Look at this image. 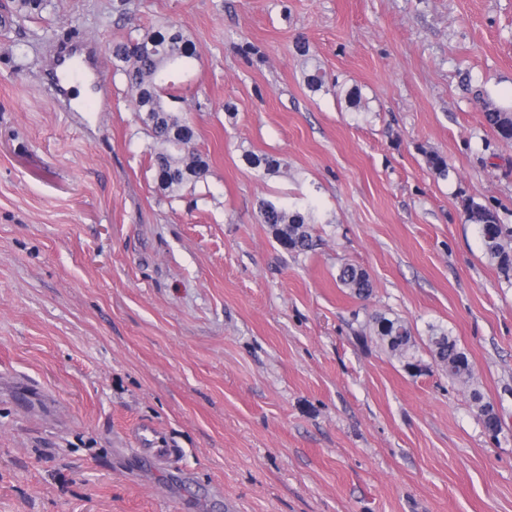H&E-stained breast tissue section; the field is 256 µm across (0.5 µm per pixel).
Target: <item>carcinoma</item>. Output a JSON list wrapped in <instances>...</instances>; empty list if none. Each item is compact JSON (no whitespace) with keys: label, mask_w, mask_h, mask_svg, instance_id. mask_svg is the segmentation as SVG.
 <instances>
[{"label":"carcinoma","mask_w":512,"mask_h":512,"mask_svg":"<svg viewBox=\"0 0 512 512\" xmlns=\"http://www.w3.org/2000/svg\"><path fill=\"white\" fill-rule=\"evenodd\" d=\"M50 6V0H14V12L21 19L33 18ZM197 57L196 48L183 29L173 22L146 31L139 38L112 43V58L122 63L128 87L145 134L152 140L154 167L162 190L174 193L187 184L197 183L209 169L208 158L195 147V132L187 117L172 111L165 102L171 96V84L166 82V69ZM483 123L496 136L512 141V108L484 104ZM467 221L479 226L486 254L505 276L512 275V225L502 222L497 210L467 199L463 203ZM264 224L275 228L280 242L295 252L313 247L309 225L314 223L311 212L287 210L266 201L260 207ZM338 282L352 293H369L372 283L369 274L355 265L343 266ZM378 335L390 352L400 358L410 355L414 348L411 328L401 319L384 315L375 317ZM429 352L436 364L448 376L460 379L470 374V365L464 351L455 339L440 327H430ZM477 403V416L486 432L495 435L501 420L493 406Z\"/></svg>","instance_id":"cac0c4a2"}]
</instances>
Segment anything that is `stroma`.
<instances>
[{"mask_svg": "<svg viewBox=\"0 0 512 512\" xmlns=\"http://www.w3.org/2000/svg\"><path fill=\"white\" fill-rule=\"evenodd\" d=\"M170 21L198 54L173 108L209 159L175 195L112 64ZM73 32L108 104L50 91ZM489 100L512 106V0H53L26 21L0 0V378L38 388L28 412L0 391V512H512V280L462 207L512 224ZM265 201L313 209L311 250ZM433 326L469 379L436 367ZM141 427L170 464L131 452ZM260 217L262 223L275 228L278 239L287 250L304 252L313 247L308 224L314 223V216L310 211H290L266 201L260 207ZM337 280L343 287L350 289L358 296L368 294L372 287L369 274L364 269L351 264L339 270ZM378 336L386 342L390 352L400 358L412 355L410 351L415 344L412 339L411 328L401 319H390L385 315L375 317ZM428 336L429 352L434 358L436 364L442 371L448 373V376L460 379L470 374V365L464 351L459 347L455 339L440 327H430ZM454 368L455 372L448 368Z\"/></svg>", "mask_w": 512, "mask_h": 512, "instance_id": "1", "label": "stroma"}]
</instances>
